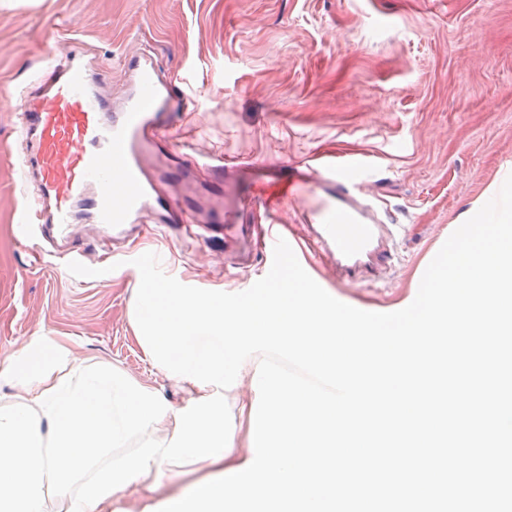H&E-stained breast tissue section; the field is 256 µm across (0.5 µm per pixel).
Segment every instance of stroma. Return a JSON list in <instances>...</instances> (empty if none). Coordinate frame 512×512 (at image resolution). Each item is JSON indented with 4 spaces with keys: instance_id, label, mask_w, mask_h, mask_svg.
Masks as SVG:
<instances>
[{
    "instance_id": "obj_1",
    "label": "stroma",
    "mask_w": 512,
    "mask_h": 512,
    "mask_svg": "<svg viewBox=\"0 0 512 512\" xmlns=\"http://www.w3.org/2000/svg\"><path fill=\"white\" fill-rule=\"evenodd\" d=\"M146 46L194 102L174 117L172 142L283 173L359 161V200L405 228L371 280L342 278L312 246L302 209L318 185L278 214L305 271L346 304L413 301L464 213L512 174V0H31L0 6V92L27 86L50 49L73 47L102 66L101 90L117 100L124 57ZM14 113L0 108V359L37 336H77L83 357L184 406L132 337L134 259L160 252L181 283L236 293L264 269H235L223 241L152 224L123 258L92 224L76 228L80 255L38 253L17 231L27 197Z\"/></svg>"
}]
</instances>
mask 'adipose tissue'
Here are the masks:
<instances>
[{
    "mask_svg": "<svg viewBox=\"0 0 512 512\" xmlns=\"http://www.w3.org/2000/svg\"><path fill=\"white\" fill-rule=\"evenodd\" d=\"M70 336L35 338L0 362L15 388L0 403V512H106L131 487L243 466L224 421V391L183 380L176 410L151 385L80 355Z\"/></svg>",
    "mask_w": 512,
    "mask_h": 512,
    "instance_id": "obj_1",
    "label": "adipose tissue"
}]
</instances>
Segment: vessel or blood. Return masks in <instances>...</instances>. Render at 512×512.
Segmentation results:
<instances>
[{
  "mask_svg": "<svg viewBox=\"0 0 512 512\" xmlns=\"http://www.w3.org/2000/svg\"><path fill=\"white\" fill-rule=\"evenodd\" d=\"M123 65L131 87L116 107L101 95L97 75L71 53L48 57L21 90L22 177L35 187L23 223L39 225L42 236L54 240L70 238L84 215L116 238L146 222L170 228L198 222L204 232L223 233L225 247L241 263H249L257 247L272 256L278 232L244 223L240 207L224 203L225 188L237 184L240 172L232 159L203 161L211 176L208 195L178 199L161 191L169 180L193 182L194 165L171 169L157 154L173 117L188 110L190 100L164 79L150 49L125 58ZM312 179L323 185L324 195L308 208L306 221L325 246L335 249L336 263L348 278H357L365 257L380 241L395 240L400 227L381 223L356 201L352 183L342 179L336 163L294 167L288 176L251 182L244 192L251 208L261 209L270 221L283 189Z\"/></svg>",
  "mask_w": 512,
  "mask_h": 512,
  "instance_id": "obj_1",
  "label": "vessel or blood"
}]
</instances>
